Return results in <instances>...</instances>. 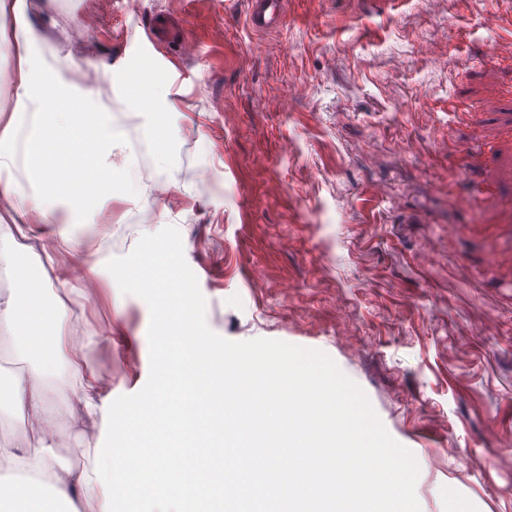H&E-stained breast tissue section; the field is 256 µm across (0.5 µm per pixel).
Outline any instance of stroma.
Wrapping results in <instances>:
<instances>
[{
    "instance_id": "stroma-1",
    "label": "stroma",
    "mask_w": 512,
    "mask_h": 512,
    "mask_svg": "<svg viewBox=\"0 0 512 512\" xmlns=\"http://www.w3.org/2000/svg\"><path fill=\"white\" fill-rule=\"evenodd\" d=\"M507 0H288L281 27L248 24L249 0H26L47 136L22 149L49 177L53 215L27 258L70 236L80 299L50 276L58 333L111 325L88 351L113 396L149 371L150 311L106 263L176 226L209 328L318 349L366 393L419 466L421 512H512V16ZM190 20L200 58L176 63L150 24ZM92 22L81 49L67 27ZM92 91L81 112L66 105ZM112 114L104 141L100 111ZM151 131L150 143L141 139ZM458 141L489 149L462 165ZM166 192L163 208L152 200Z\"/></svg>"
}]
</instances>
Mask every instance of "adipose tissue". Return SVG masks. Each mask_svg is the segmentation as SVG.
<instances>
[{
    "instance_id": "adipose-tissue-1",
    "label": "adipose tissue",
    "mask_w": 512,
    "mask_h": 512,
    "mask_svg": "<svg viewBox=\"0 0 512 512\" xmlns=\"http://www.w3.org/2000/svg\"><path fill=\"white\" fill-rule=\"evenodd\" d=\"M23 6L15 0L5 6L0 0V35L11 33L16 45L21 93L15 111L25 113L33 139H41L45 129L31 108L33 98L27 92L33 69L34 31L22 20ZM37 326L23 315L15 296H0V344L9 346L15 359L26 370L0 375V391L13 416L26 420L37 440L30 449L29 461L19 463L12 475L0 481V512H47L48 501L63 503L65 512H112V502L121 497L125 487L119 482L93 486L85 469L72 465L52 468L45 462L59 436V421H67L77 438H85L87 428L96 422H121L123 410L112 402L100 374L87 365L84 346L73 344L70 337L55 336L50 350L39 347ZM65 368L70 392L58 404H50L48 380Z\"/></svg>"
}]
</instances>
